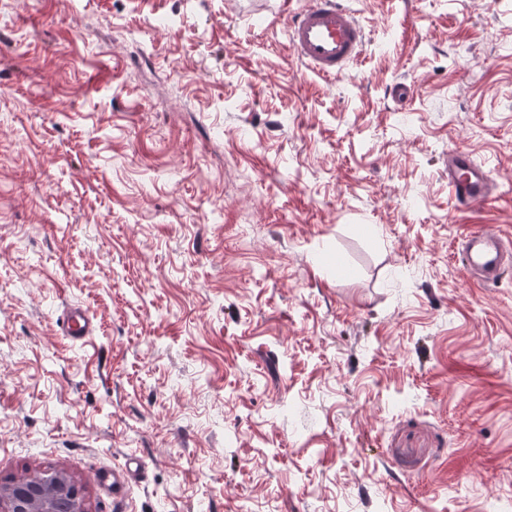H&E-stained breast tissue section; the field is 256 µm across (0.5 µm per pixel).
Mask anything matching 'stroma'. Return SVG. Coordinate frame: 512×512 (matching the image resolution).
<instances>
[{
  "mask_svg": "<svg viewBox=\"0 0 512 512\" xmlns=\"http://www.w3.org/2000/svg\"><path fill=\"white\" fill-rule=\"evenodd\" d=\"M0 0V480L90 512H512V0ZM410 85L397 110L390 89ZM497 198L457 210L448 152ZM85 308L98 336H60ZM144 461L113 491L104 473ZM291 54L311 74L335 80L360 62L367 34L343 0H308L288 22ZM464 262L484 287L496 285L504 271V242L497 232L481 229L469 233L464 239ZM0 512H89L83 487L66 472L48 469L0 482Z\"/></svg>",
  "mask_w": 512,
  "mask_h": 512,
  "instance_id": "obj_1",
  "label": "stroma"
}]
</instances>
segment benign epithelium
I'll use <instances>...</instances> for the list:
<instances>
[{"label": "benign epithelium", "mask_w": 512, "mask_h": 512, "mask_svg": "<svg viewBox=\"0 0 512 512\" xmlns=\"http://www.w3.org/2000/svg\"><path fill=\"white\" fill-rule=\"evenodd\" d=\"M0 512H89L83 487L66 472L39 471L0 482Z\"/></svg>", "instance_id": "benign-epithelium-1"}]
</instances>
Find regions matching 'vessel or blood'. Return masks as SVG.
Returning a JSON list of instances; mask_svg holds the SVG:
<instances>
[{
  "label": "vessel or blood",
  "mask_w": 512,
  "mask_h": 512,
  "mask_svg": "<svg viewBox=\"0 0 512 512\" xmlns=\"http://www.w3.org/2000/svg\"><path fill=\"white\" fill-rule=\"evenodd\" d=\"M291 54L311 74L330 81L350 73L360 62L367 34L344 0H307L288 22ZM448 193L458 209L485 205L493 199L488 169L466 151L448 153ZM504 242L497 232L481 229L464 239V262L478 284L496 285L504 271ZM62 334L85 340L97 325L79 307L69 308L62 319Z\"/></svg>",
  "instance_id": "1"
}]
</instances>
